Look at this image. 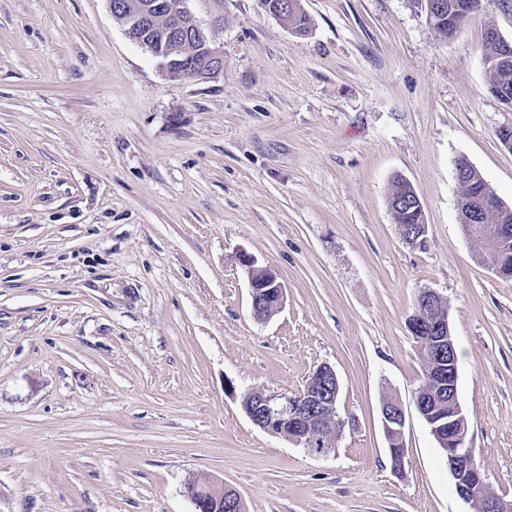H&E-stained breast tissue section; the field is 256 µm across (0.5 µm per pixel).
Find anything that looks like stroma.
<instances>
[{
	"mask_svg": "<svg viewBox=\"0 0 512 512\" xmlns=\"http://www.w3.org/2000/svg\"><path fill=\"white\" fill-rule=\"evenodd\" d=\"M185 6L224 52L213 78L169 75L108 0H0V512H194L204 477L245 512H475L413 403L425 288L512 498V280L465 234L454 176L467 159L512 207L483 43L512 42V0L448 39L415 0H299L304 34L259 0ZM398 176L424 248L389 210ZM243 250L284 288L264 321ZM325 363L350 421L334 452L251 423L245 393L296 394ZM389 197L394 201L393 211L397 224L403 229L404 236H407V225L404 224H420L417 233L413 236H407L405 240L412 247H421L426 243L427 226L423 225V209H419L416 193L411 185L400 178L393 180ZM415 302H417V311L415 314L411 316L409 319V329L411 334L418 335L421 330V325L423 324L424 320H427V312H430L432 310H436L437 308L441 307L445 308L443 298L434 290L426 288L420 291L418 294V297H416ZM426 312L421 314L418 310H421ZM427 325V321L424 322V326ZM428 327V326H426ZM382 422L385 435L390 439L392 433H397L403 436L406 415L400 403L387 400L382 406Z\"/></svg>",
	"mask_w": 512,
	"mask_h": 512,
	"instance_id": "1",
	"label": "stroma"
}]
</instances>
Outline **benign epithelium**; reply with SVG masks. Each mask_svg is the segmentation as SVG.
<instances>
[{"label": "benign epithelium", "instance_id": "benign-epithelium-1", "mask_svg": "<svg viewBox=\"0 0 512 512\" xmlns=\"http://www.w3.org/2000/svg\"><path fill=\"white\" fill-rule=\"evenodd\" d=\"M185 0H161L152 5L151 11L130 9L122 19L128 36L150 51L161 61L162 67L172 76L186 80H202L204 74L214 76L224 69V52L216 47L195 17L185 8ZM464 230L478 236L496 253L507 250L508 231L500 224H474L460 216ZM239 263L247 272L253 316L265 320L281 307L284 288L269 270L256 265L249 253H239ZM418 311L409 319L410 332L417 335L427 319V313L444 307L443 298L426 288L417 297ZM432 339L422 347L436 355L442 347H448V386L457 382V358L455 342L447 315L435 319L429 326ZM438 361L426 367L427 384L415 392V405L419 414L429 420L430 430L435 422L425 410V398L429 386L437 383ZM340 384L335 370L329 365L318 367L304 389L295 396L272 395L264 391H250L243 396V408L252 424L262 431L287 438L313 455L325 456L335 447L346 421L337 417V401ZM449 418L461 426L458 437L464 448H445L448 471L458 495L480 506V512H512V500L498 495L487 480L480 475L473 448L467 418L458 397L450 399ZM382 422L385 435L404 433L406 415L400 403L387 400L382 406ZM184 492L192 501L195 512H243L239 494L224 483L196 480L187 482Z\"/></svg>", "mask_w": 512, "mask_h": 512}]
</instances>
